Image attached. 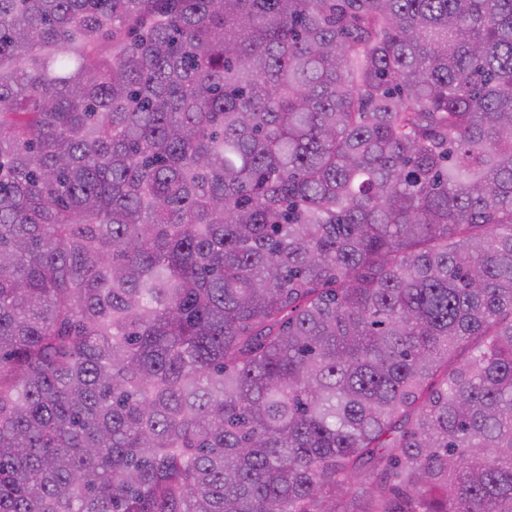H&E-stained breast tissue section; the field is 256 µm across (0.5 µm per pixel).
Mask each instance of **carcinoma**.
Here are the masks:
<instances>
[{
    "mask_svg": "<svg viewBox=\"0 0 512 512\" xmlns=\"http://www.w3.org/2000/svg\"><path fill=\"white\" fill-rule=\"evenodd\" d=\"M0 512H512V0H0Z\"/></svg>",
    "mask_w": 512,
    "mask_h": 512,
    "instance_id": "carcinoma-1",
    "label": "carcinoma"
}]
</instances>
